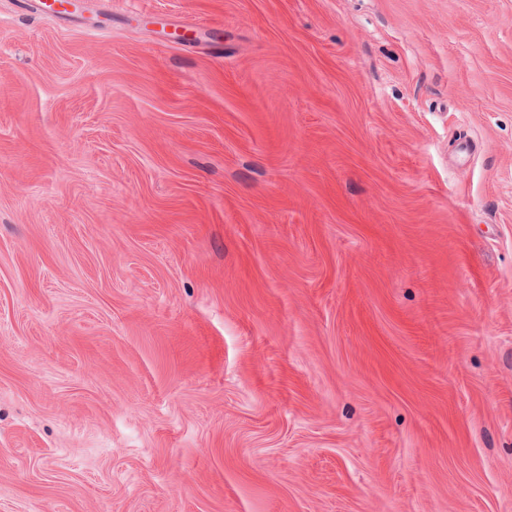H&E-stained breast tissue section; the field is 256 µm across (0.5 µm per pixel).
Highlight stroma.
<instances>
[{"instance_id": "35a3bbf8", "label": "stroma", "mask_w": 512, "mask_h": 512, "mask_svg": "<svg viewBox=\"0 0 512 512\" xmlns=\"http://www.w3.org/2000/svg\"><path fill=\"white\" fill-rule=\"evenodd\" d=\"M0 512H512V0H0Z\"/></svg>"}]
</instances>
